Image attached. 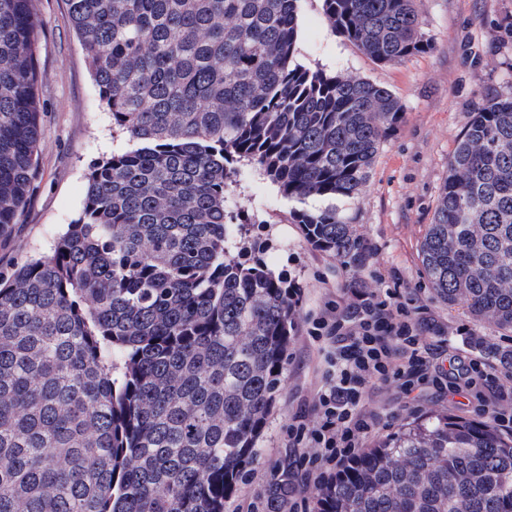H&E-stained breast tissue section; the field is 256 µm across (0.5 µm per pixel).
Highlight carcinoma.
Segmentation results:
<instances>
[{
	"instance_id": "carcinoma-1",
	"label": "carcinoma",
	"mask_w": 512,
	"mask_h": 512,
	"mask_svg": "<svg viewBox=\"0 0 512 512\" xmlns=\"http://www.w3.org/2000/svg\"><path fill=\"white\" fill-rule=\"evenodd\" d=\"M112 130L50 252L0 272V512H224L259 457L299 287L229 205L246 168L308 241L370 251L354 197L403 119L384 86L297 60L301 0H66ZM381 63L425 52L414 0H322ZM34 0H0V238L38 174ZM328 202L310 211L306 200ZM434 294L512 331V93L448 158L420 245ZM512 374V348L486 344ZM318 512H512V436L430 415L362 448Z\"/></svg>"
}]
</instances>
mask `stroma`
<instances>
[{"label": "stroma", "mask_w": 512, "mask_h": 512, "mask_svg": "<svg viewBox=\"0 0 512 512\" xmlns=\"http://www.w3.org/2000/svg\"><path fill=\"white\" fill-rule=\"evenodd\" d=\"M415 7L430 49L383 64L332 32L321 0H302L299 62L387 87L401 102L404 118L379 150L362 191L335 202L370 248L362 269L313 247L295 219L294 203L258 171H249L236 190L237 200L256 221L255 234L268 241L263 260L298 280L301 305L276 406L258 443L255 476L239 481L224 512H240L279 484L287 471L295 455L285 433L288 418L298 407L314 403L324 369L321 348L307 334V318L342 296L352 280L374 291L395 288L413 299L426 323L442 329L450 353L462 359L484 356L485 341L512 347V332L437 299L419 258L448 175V157L481 104L483 89L512 93V37L504 30L512 23V0H415ZM35 10L40 20L39 174L25 208L0 238L1 271L49 252L79 213L88 164L127 145L125 137L112 131L65 0H35ZM365 410L378 418L371 434L375 440L429 414L486 417L476 406L459 404L442 387L407 396L395 385L379 382Z\"/></svg>", "instance_id": "obj_1"}]
</instances>
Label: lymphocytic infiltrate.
Instances as JSON below:
<instances>
[{
	"label": "lymphocytic infiltrate",
	"instance_id": "lymphocytic-infiltrate-1",
	"mask_svg": "<svg viewBox=\"0 0 512 512\" xmlns=\"http://www.w3.org/2000/svg\"><path fill=\"white\" fill-rule=\"evenodd\" d=\"M310 335L326 350L328 369L313 409H300L288 420L289 445L304 451L288 473L290 498L258 495L250 512H298V487L319 488L333 480L378 424L364 410L374 380L409 394L447 379L449 395L478 402L499 428L512 431V387L503 384L500 367L477 357L463 372L449 375L439 363L444 342H428L418 308L396 292L334 303L312 319Z\"/></svg>",
	"mask_w": 512,
	"mask_h": 512
}]
</instances>
